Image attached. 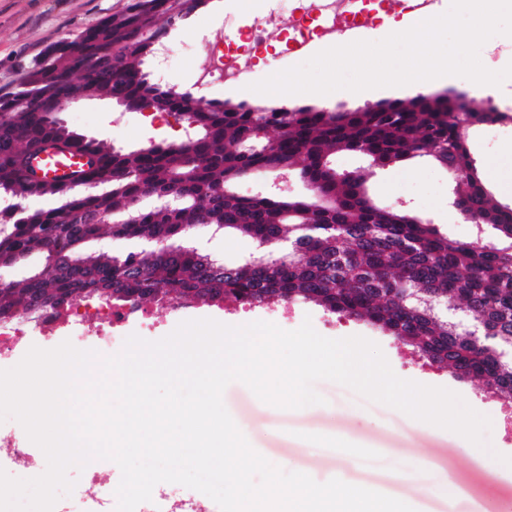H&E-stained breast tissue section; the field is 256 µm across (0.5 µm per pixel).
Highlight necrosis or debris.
Here are the masks:
<instances>
[{
    "mask_svg": "<svg viewBox=\"0 0 512 512\" xmlns=\"http://www.w3.org/2000/svg\"><path fill=\"white\" fill-rule=\"evenodd\" d=\"M381 3L382 0H310L290 37L294 50L303 51L313 37L332 39L341 30L360 25L371 7ZM271 22V17H264L242 32L239 46L213 48L208 67L195 75L196 84L210 87L249 82L253 73L251 51L266 43ZM90 324L95 327L97 349L103 356L111 355L113 347L123 343L127 327H137L144 333L158 327L152 314L139 304L116 305L108 299L88 298L53 310L0 320V361L11 359L35 336L47 345L58 336L83 342Z\"/></svg>",
    "mask_w": 512,
    "mask_h": 512,
    "instance_id": "1",
    "label": "necrosis or debris"
}]
</instances>
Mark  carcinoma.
Here are the masks:
<instances>
[{
  "instance_id": "carcinoma-1",
  "label": "carcinoma",
  "mask_w": 512,
  "mask_h": 512,
  "mask_svg": "<svg viewBox=\"0 0 512 512\" xmlns=\"http://www.w3.org/2000/svg\"><path fill=\"white\" fill-rule=\"evenodd\" d=\"M205 3L130 0L84 29L81 56L110 52L121 69L126 108L151 105L190 127L181 142L131 152L70 138L69 148L95 160L83 177L104 182L103 190L68 196L54 180L34 185L27 159L58 138L54 112L72 94L107 92L99 77L108 68L79 76L81 60L54 54V43L13 91L0 94V191L16 202L64 197L68 209L66 222L57 207L0 213V266L35 253L45 260L43 269L0 284V317L94 296L117 303H314L380 330L490 393L512 396V361L497 352L512 346V205L476 192L482 177L469 149L456 142L459 115L430 111L424 95L411 102L414 112H313L308 106L252 112L243 101H202L148 81L142 58L169 35L170 16L189 15ZM23 97L30 107L15 108ZM351 151L369 164L339 178L332 158ZM417 157L448 160L460 204L483 219L475 238L451 239L411 211H384L369 197L366 184L375 169ZM268 171L298 174L308 193L265 189L242 196L234 190L239 180ZM108 211L133 219L98 223L95 215ZM202 220L217 232L251 239L258 255L215 269L208 255L184 244V229ZM103 234L149 247L112 257L86 249ZM442 302L459 304L482 333L450 324L436 311Z\"/></svg>"
}]
</instances>
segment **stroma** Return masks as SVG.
Listing matches in <instances>:
<instances>
[{"label":"stroma","instance_id":"35a3bbf8","mask_svg":"<svg viewBox=\"0 0 512 512\" xmlns=\"http://www.w3.org/2000/svg\"><path fill=\"white\" fill-rule=\"evenodd\" d=\"M127 3L0 0V89L9 90L19 82L48 45L122 10ZM272 12L280 21L254 58L258 73L266 77L307 59L306 54L286 51L289 26L299 16L292 0H209L170 33L168 42L173 46L194 43L195 63L202 66L214 38L238 40L239 26ZM164 83L207 101L264 99L241 85H216L201 91L194 84L192 70L177 66L170 68ZM62 117L76 132L125 151L164 139L170 132L169 127L146 120L141 111L122 110L102 96L67 107ZM467 146L479 169H492V178L485 181L491 194L501 203L512 204V189L504 187L512 179V123L471 129ZM368 186L381 205H405L438 224L450 237L468 240L476 233L475 224L461 220L453 206L454 175L427 159L377 170ZM192 241L227 264L257 250L250 239L216 233L205 226L194 232ZM292 311L288 321L280 323L282 329H297L308 319L320 335L330 339L364 337L381 348L398 377L460 394L491 419L492 427L485 435L491 449L483 451L454 432L415 420L332 381L314 385L324 404L297 410L268 405L235 381L226 387L223 401L257 452L284 471L305 473L320 483L333 478L358 482L392 497L403 492L408 479L426 485L444 480L452 486L450 496L441 491L418 496L415 512H512V467L495 459L499 453L512 456V438L504 437L498 426L501 397L488 394L478 381L456 378L451 370L425 367L411 348L364 323L326 314L312 303L294 305Z\"/></svg>","mask_w":512,"mask_h":512}]
</instances>
